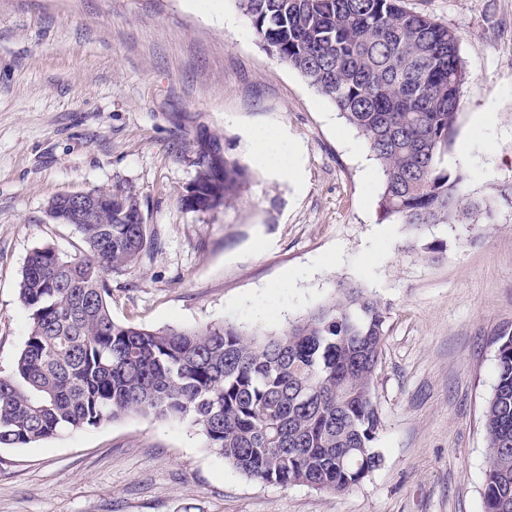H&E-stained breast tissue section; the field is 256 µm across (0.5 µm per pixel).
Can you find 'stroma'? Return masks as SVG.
I'll return each mask as SVG.
<instances>
[{
  "label": "stroma",
  "instance_id": "1",
  "mask_svg": "<svg viewBox=\"0 0 512 512\" xmlns=\"http://www.w3.org/2000/svg\"><path fill=\"white\" fill-rule=\"evenodd\" d=\"M403 5L455 30L469 75L449 170L474 191L512 186V0ZM258 126L296 147L295 175L254 166ZM213 137L252 176L239 201L193 212L180 197ZM118 186L159 245L113 276L116 321L279 333L340 280L386 306L381 462L343 493L262 483L196 428L128 416L0 447V512H484L483 411L512 330V208L479 226L382 219L362 137L262 46L234 0H0V376L28 336L30 253L81 246L72 225L47 219L49 201ZM427 243L442 245L436 259Z\"/></svg>",
  "mask_w": 512,
  "mask_h": 512
}]
</instances>
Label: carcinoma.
Returning <instances> with one entry per match:
<instances>
[{
  "label": "carcinoma",
  "mask_w": 512,
  "mask_h": 512,
  "mask_svg": "<svg viewBox=\"0 0 512 512\" xmlns=\"http://www.w3.org/2000/svg\"><path fill=\"white\" fill-rule=\"evenodd\" d=\"M272 55L329 98L382 174V217L411 229L491 224L512 188L469 190L444 165L467 73L455 31L401 0H235ZM195 212L240 198L247 166L199 151ZM76 224L83 253L35 249L19 283L30 329L13 375L0 377V447L17 448L127 415L198 428L247 478L343 492L381 457L372 384L386 308L356 284L280 334L232 324L146 329L112 318L109 276L141 262L149 225L128 222L138 197ZM497 383L484 418L492 454L484 512H512V333L498 338Z\"/></svg>",
  "instance_id": "cac0c4a2"
}]
</instances>
